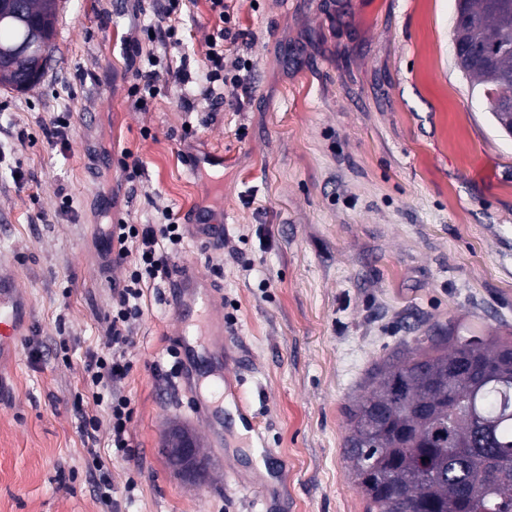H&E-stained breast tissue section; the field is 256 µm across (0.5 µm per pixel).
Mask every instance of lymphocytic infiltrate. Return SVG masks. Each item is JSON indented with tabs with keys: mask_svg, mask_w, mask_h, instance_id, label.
I'll return each mask as SVG.
<instances>
[{
	"mask_svg": "<svg viewBox=\"0 0 512 512\" xmlns=\"http://www.w3.org/2000/svg\"><path fill=\"white\" fill-rule=\"evenodd\" d=\"M209 9L223 23L217 33V42L211 43L205 55L206 73L202 82H194L187 70H179L178 77L186 87L181 95L183 108H191L196 96L216 95L224 77V51L220 44L236 41L242 30L232 29V16L226 0H208ZM172 214H165L160 224H113L107 233V246L102 253L104 265L113 261L131 259L132 268L124 287L113 289L115 303L108 321L109 346L106 350L90 355L86 364L87 388L96 402L105 403L111 424V437L107 454H100L96 447L97 422L91 417H81L79 432L91 459V472L96 478V491L103 501H111L112 484L106 467V456L125 457L131 454L132 445L127 424L132 410L129 398L123 394V383L129 375L130 363L125 357L132 342V326L140 320L143 311L139 304L144 279H164L170 271L169 252L159 247L160 241L178 244L183 239L182 226L172 223Z\"/></svg>",
	"mask_w": 512,
	"mask_h": 512,
	"instance_id": "1",
	"label": "lymphocytic infiltrate"
}]
</instances>
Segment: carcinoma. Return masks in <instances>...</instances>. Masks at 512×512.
I'll list each match as a JSON object with an SVG mask.
<instances>
[{"mask_svg": "<svg viewBox=\"0 0 512 512\" xmlns=\"http://www.w3.org/2000/svg\"><path fill=\"white\" fill-rule=\"evenodd\" d=\"M58 0H25L0 16V49L41 29L53 41ZM512 31V0H463L453 38L472 47L459 70L480 92L512 88V53L491 49ZM31 52L0 59V87L26 91L46 65ZM352 478L366 512H512V341L499 336H420L374 364L346 410Z\"/></svg>", "mask_w": 512, "mask_h": 512, "instance_id": "obj_1", "label": "carcinoma"}]
</instances>
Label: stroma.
<instances>
[{"mask_svg": "<svg viewBox=\"0 0 512 512\" xmlns=\"http://www.w3.org/2000/svg\"><path fill=\"white\" fill-rule=\"evenodd\" d=\"M228 3L245 36L224 68L240 80L192 111L173 72L185 58L205 72L221 27L206 0H185L143 101L129 93L128 49L146 40L131 0H61L41 82L0 89V266L30 305L0 353V512H114L77 420L97 417L106 448L86 364L107 347L112 288L130 270L102 264L108 225L167 211L188 226L214 198L223 239L187 230L176 258L212 280L241 379L240 400L219 402L223 432L208 431L201 387L167 374L174 304L145 281L123 388L132 452L109 466L115 512H252L241 485L274 474L266 512H365L345 409L372 365L439 326L512 336V138L454 64L457 0ZM191 153L218 161L196 173ZM176 429L206 460L202 483L162 452Z\"/></svg>", "mask_w": 512, "mask_h": 512, "instance_id": "1", "label": "stroma"}]
</instances>
